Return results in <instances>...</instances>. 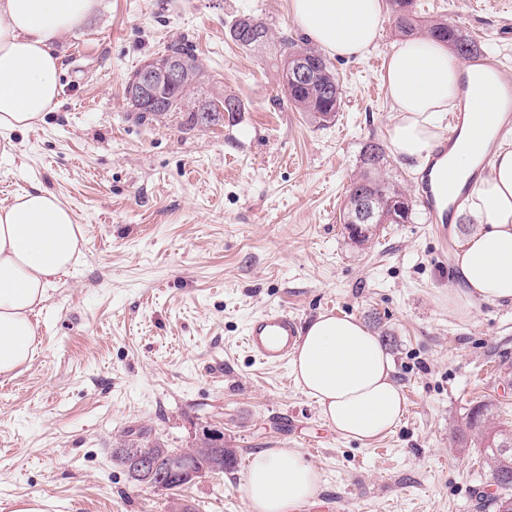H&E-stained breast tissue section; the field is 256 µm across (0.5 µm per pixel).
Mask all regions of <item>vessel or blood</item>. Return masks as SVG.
Wrapping results in <instances>:
<instances>
[{"mask_svg": "<svg viewBox=\"0 0 512 512\" xmlns=\"http://www.w3.org/2000/svg\"><path fill=\"white\" fill-rule=\"evenodd\" d=\"M487 95L493 111L501 115L503 126H512V81L497 78L488 86ZM467 121V108L449 114L448 128L440 134L435 144L431 164H438L456 149ZM418 192L439 239L447 240L453 205L445 203L431 174H423ZM299 335V322L295 317L284 310H271L250 320L245 328L244 345L252 357L262 364H284Z\"/></svg>", "mask_w": 512, "mask_h": 512, "instance_id": "1", "label": "vessel or blood"}]
</instances>
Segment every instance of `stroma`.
<instances>
[{"label": "stroma", "mask_w": 512, "mask_h": 512, "mask_svg": "<svg viewBox=\"0 0 512 512\" xmlns=\"http://www.w3.org/2000/svg\"><path fill=\"white\" fill-rule=\"evenodd\" d=\"M481 43L512 80V0H415ZM262 18L256 50L228 35L239 15ZM302 37L289 0H97L56 43L59 97L35 128L13 133L0 162V204L34 187L57 195L81 224L84 256L36 317L37 349L0 380V512L35 497L45 512H169L168 498L133 484L113 459L142 431L190 446L200 424L223 422L234 469L182 491L192 512H251L250 457L299 449L322 474L316 500L294 512H493L482 448L461 433L492 405L512 425V306L448 308L453 253L474 221L457 211L447 241L425 212L381 224L367 244L339 221L368 139L393 123L382 71L331 58L343 89L319 125L281 94L276 37ZM191 40L207 80L232 94L235 121L188 129L186 113L137 120L130 73L165 45ZM285 309L308 325L330 313L380 336L406 398L396 430L372 444L322 420L290 365L254 362L246 324Z\"/></svg>", "instance_id": "stroma-1"}]
</instances>
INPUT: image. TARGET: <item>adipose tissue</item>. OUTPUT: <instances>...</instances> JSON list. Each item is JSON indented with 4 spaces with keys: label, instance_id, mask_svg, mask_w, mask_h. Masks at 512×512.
Here are the masks:
<instances>
[{
    "label": "adipose tissue",
    "instance_id": "ef3b65f1",
    "mask_svg": "<svg viewBox=\"0 0 512 512\" xmlns=\"http://www.w3.org/2000/svg\"><path fill=\"white\" fill-rule=\"evenodd\" d=\"M96 0H0V138L43 121L59 91L58 38L79 28ZM296 24L330 56L363 59L380 35L381 0H290ZM383 77L395 120L392 153L420 160L461 88L463 69L446 47L425 38L395 44ZM465 142L448 159L449 182H464L493 126L485 92L468 91ZM476 228L451 263L457 284L449 310L469 317L474 303L512 304V149L498 150L467 198ZM85 238L71 209L34 188L0 206V379H13L35 354L33 316L49 290L84 255ZM296 385L343 437L369 443L395 430L406 399L378 336L361 320L322 314L298 339L291 359ZM321 474L293 448L252 458L244 492L251 512H294L317 498Z\"/></svg>",
    "mask_w": 512,
    "mask_h": 512
}]
</instances>
